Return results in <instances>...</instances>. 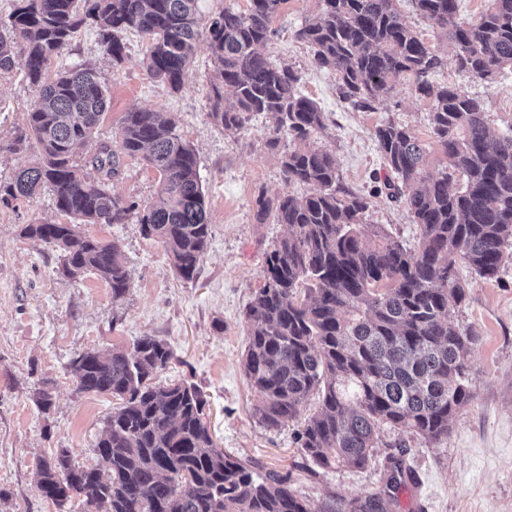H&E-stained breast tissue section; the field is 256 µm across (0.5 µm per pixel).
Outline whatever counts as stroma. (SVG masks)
Masks as SVG:
<instances>
[{"label": "stroma", "mask_w": 512, "mask_h": 512, "mask_svg": "<svg viewBox=\"0 0 512 512\" xmlns=\"http://www.w3.org/2000/svg\"><path fill=\"white\" fill-rule=\"evenodd\" d=\"M318 8L319 0H287L272 22L277 34L264 53L273 65L292 67L301 77V92L323 112L324 127L309 145L332 152L341 185L366 196L365 223L416 245L418 227L406 206L377 190L386 171L374 130L392 120L429 140L432 101L416 94L406 77L377 99L373 110L352 109L339 95L335 71L318 67L309 47L294 37ZM398 10L443 59L429 77L432 85L454 86L480 99L491 133H512V69L490 83L472 77L458 69L447 36L419 14L413 0H399ZM125 41V60L113 65L87 27L64 58L95 68L108 89L100 139L114 140L132 108L173 114L179 134L197 151L211 235L197 278L185 281L176 276L163 245L142 235L136 214L121 224L82 225L84 235L117 243L122 251L130 286L116 299L93 273L64 275L56 249L23 235L28 224L69 223L51 192L9 207L0 204V512H86L82 497L62 506L44 498L34 475L62 449L72 465H96L94 446L117 401L79 392L70 364L89 350H131L143 336L163 339L176 354L164 378L203 390L217 445L259 471L291 473L312 512H321L332 495L358 496L378 488L385 457L401 441L409 449L414 481L400 492L395 512H512V255L493 281L458 268L469 284L468 296L451 307L449 318L477 335L469 375L475 400L453 421L447 438L431 443L387 430L367 469L310 475L300 467L296 423L276 431L261 424L254 414L260 396L241 368L244 312L264 284L267 252L288 233L274 220L258 221L257 199L286 190L301 195L305 188L286 185L277 155L268 151L274 126L267 115H254L236 134L224 133L209 118L212 64L206 35L198 36L177 92L146 74L145 39L132 31ZM35 97L21 74L0 81L1 141L23 126ZM158 182L155 170L127 157L110 189L124 202L143 206L155 196ZM45 387L55 395L47 414L33 400Z\"/></svg>", "instance_id": "35a3bbf8"}]
</instances>
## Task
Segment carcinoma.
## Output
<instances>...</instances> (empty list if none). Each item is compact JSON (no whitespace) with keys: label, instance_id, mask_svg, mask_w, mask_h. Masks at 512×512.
I'll list each match as a JSON object with an SVG mask.
<instances>
[{"label":"carcinoma","instance_id":"carcinoma-1","mask_svg":"<svg viewBox=\"0 0 512 512\" xmlns=\"http://www.w3.org/2000/svg\"><path fill=\"white\" fill-rule=\"evenodd\" d=\"M0 19V78L20 72L37 91L26 125L0 144L18 155L34 140L38 155L0 181V202L27 199L46 187L71 224H28L23 235L57 248L63 272L98 275L122 297L127 270L116 243L85 236L83 224H122L138 211L146 238L160 241L175 272L197 276L210 224L197 157L169 113H125L115 144L96 139L107 89L63 51L85 27L96 29L103 51L119 64L124 34L146 40L145 71L173 91L182 87L200 27L197 0H16ZM246 11L222 9L206 25L212 61L209 112L227 132L250 115L274 120L267 148L280 157L287 191L257 199L258 219L288 226L265 259V284L247 305L241 366L260 395L255 414L277 430L315 401V412L294 432L305 460L324 471L365 468L386 427L437 442L475 395L469 383L476 337L448 319L468 284L464 263L483 280L498 277L512 245V136L489 134L484 105L453 86L433 87L435 50L407 26L397 0H322L296 32L317 66L336 71L340 96L369 111L382 92L411 77L415 92L433 99L432 144L388 122L374 136L386 170L387 196L403 202L419 229L407 248L384 228L362 222L366 198L336 185V158L302 143L324 127L315 101L301 94V77L272 65L261 52L274 36L271 21L287 0H248ZM468 25L457 22L458 0H415L419 13L446 32L460 69L491 81L512 67V0ZM95 141L79 166L75 149ZM447 163L428 169L432 146ZM141 156L159 176L155 199L138 209L109 184L123 158ZM377 243L372 244L370 240ZM174 359L168 345L143 336L133 351L78 355L71 374L78 391L119 400L96 443L100 464L75 467L62 450L41 464L36 485L63 505L72 493L87 512H311L288 475L261 476L217 446L209 405L193 383L164 381ZM401 448L386 456L381 489L336 495L323 512H393L412 470Z\"/></svg>","mask_w":512,"mask_h":512}]
</instances>
